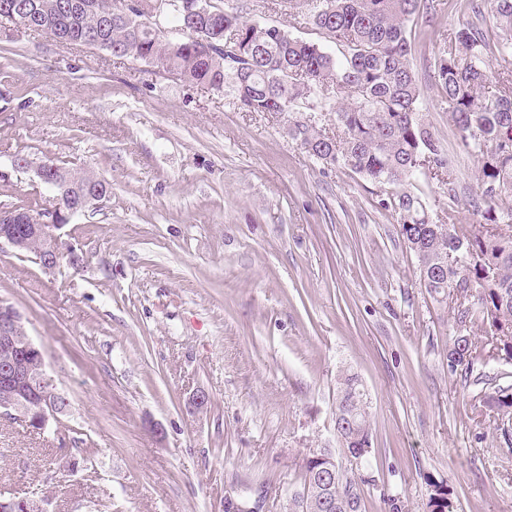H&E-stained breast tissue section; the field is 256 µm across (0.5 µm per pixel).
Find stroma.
Wrapping results in <instances>:
<instances>
[{
  "label": "stroma",
  "mask_w": 512,
  "mask_h": 512,
  "mask_svg": "<svg viewBox=\"0 0 512 512\" xmlns=\"http://www.w3.org/2000/svg\"><path fill=\"white\" fill-rule=\"evenodd\" d=\"M244 20L323 37L296 8L215 0ZM490 13L433 0L408 26L420 116L457 174L456 197L420 181L440 218L479 224L478 164L441 101L434 55ZM287 114L109 52L43 33L0 39V207L52 192L14 167L51 156L112 186L64 228L83 267L45 273L0 249V300L44 348L80 449L0 421V493L36 489L49 512H224L225 498L288 512L303 460L336 448L340 371L370 402L366 512H429L448 483L457 512H512V439L475 403L512 387V363L480 354L449 375L447 301L380 206L378 186L317 163L289 138ZM207 391V412L187 399ZM77 468H69V459Z\"/></svg>",
  "instance_id": "stroma-1"
}]
</instances>
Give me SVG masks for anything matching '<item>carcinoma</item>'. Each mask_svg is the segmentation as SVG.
Returning a JSON list of instances; mask_svg holds the SVG:
<instances>
[{
	"label": "carcinoma",
	"mask_w": 512,
	"mask_h": 512,
	"mask_svg": "<svg viewBox=\"0 0 512 512\" xmlns=\"http://www.w3.org/2000/svg\"><path fill=\"white\" fill-rule=\"evenodd\" d=\"M142 0H0L27 12L35 28L64 41L98 36L94 47L117 59L146 64L163 59L184 81L232 96L243 112L288 113V136L324 165L338 166L384 189L401 190L381 199L398 214L399 234L414 252L422 285L434 298L456 291L463 298L455 317L460 334L448 351V371L473 363L477 346L467 334L474 315L489 327L492 355L512 363V96L493 88V70L512 78V0H482L496 18L491 47L482 30L466 23L444 39L434 69L442 102L461 133V144L479 163L480 230L448 214L438 224L433 210L409 186L424 178L447 186L456 197L450 160L419 117L407 25L421 0H317L307 18L341 55L288 34L275 25L250 22L232 11L216 20L172 13L158 23L142 11ZM183 26L182 35L171 28ZM334 118L336 131L324 124ZM59 189L76 201L93 178L50 159ZM335 415L349 418L337 435L343 450L365 460L372 429L366 390L355 373L336 383ZM485 404L512 415V392L502 388ZM301 489L291 499L321 496L314 466L303 464ZM371 479L355 469L336 481V501L365 512L363 486ZM431 512H456L448 484L435 482Z\"/></svg>",
	"instance_id": "obj_1"
}]
</instances>
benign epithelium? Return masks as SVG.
Wrapping results in <instances>:
<instances>
[{
	"instance_id": "7a95c632",
	"label": "benign epithelium",
	"mask_w": 512,
	"mask_h": 512,
	"mask_svg": "<svg viewBox=\"0 0 512 512\" xmlns=\"http://www.w3.org/2000/svg\"><path fill=\"white\" fill-rule=\"evenodd\" d=\"M0 22L17 36L31 31L28 21L8 9L0 16ZM15 168L32 171L34 178L53 191L48 206L39 213L22 217L14 209H0V249L7 245L18 254L28 253L30 240L41 242V252L34 260L42 270L53 272L62 262L74 261L82 267V257L75 244L64 238L62 229L72 218L89 209L100 207L104 197L94 192L88 194L78 205L66 209L59 204L57 179L54 169L42 159L38 162L26 157L15 161ZM0 357L6 366L0 379V418L23 424L32 432L40 434L58 432L62 426V415L70 407L68 400L57 391L48 374L45 352L28 335L20 311L12 304L0 301ZM338 468L332 467L321 475L325 498L323 507H336L334 483ZM24 512H48V500L43 497L0 498V512H16V506Z\"/></svg>"
}]
</instances>
